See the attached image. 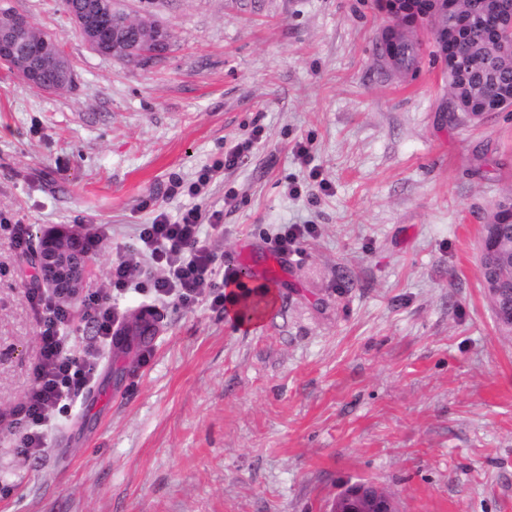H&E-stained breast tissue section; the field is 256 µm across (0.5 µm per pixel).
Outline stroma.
Wrapping results in <instances>:
<instances>
[{"label":"stroma","mask_w":512,"mask_h":512,"mask_svg":"<svg viewBox=\"0 0 512 512\" xmlns=\"http://www.w3.org/2000/svg\"><path fill=\"white\" fill-rule=\"evenodd\" d=\"M120 4L171 34L149 65L92 51L62 0H11L74 81L43 92L0 64V218L101 236L86 291L123 319L154 305L157 329L104 349L43 452L19 454L39 314L28 252L0 235V512H331L361 482L398 512H512V335L478 262L512 190V112L451 119L427 55L384 76L377 0ZM193 206L218 261L248 254L252 326L209 295L139 288L164 273L141 226ZM283 224L317 230L282 255L266 306L257 272ZM120 260L135 283L118 292Z\"/></svg>","instance_id":"stroma-1"}]
</instances>
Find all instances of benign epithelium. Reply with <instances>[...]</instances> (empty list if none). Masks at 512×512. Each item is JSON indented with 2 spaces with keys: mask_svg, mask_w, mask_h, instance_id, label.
Wrapping results in <instances>:
<instances>
[{
  "mask_svg": "<svg viewBox=\"0 0 512 512\" xmlns=\"http://www.w3.org/2000/svg\"><path fill=\"white\" fill-rule=\"evenodd\" d=\"M431 11L438 13L444 22L456 24V0H431ZM78 35L88 47L98 54L116 52V31L106 29L89 17L72 15ZM469 28L493 37L501 52H512V0H484L477 11L464 20ZM125 30L140 35L151 34L157 23L146 17L126 14ZM439 60L447 69L458 71L496 69L490 58L473 57L455 50L443 53ZM0 62L10 66L17 75L32 87L44 91L73 77L71 67L62 51L48 42L44 33L36 30L27 17L13 11L6 0L0 3ZM512 240V228H492L491 237L480 239V264L488 271L483 290L494 311L509 302L512 304V252L503 254L499 243ZM92 249L83 234L64 229L38 235L34 250L33 268L37 282L48 289L60 306L76 300L85 287L90 269ZM334 512H395L394 503L385 494L374 490L365 493L353 489L340 498Z\"/></svg>",
  "mask_w": 512,
  "mask_h": 512,
  "instance_id": "1",
  "label": "benign epithelium"
}]
</instances>
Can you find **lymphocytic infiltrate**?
<instances>
[{
	"instance_id": "obj_1",
	"label": "lymphocytic infiltrate",
	"mask_w": 512,
	"mask_h": 512,
	"mask_svg": "<svg viewBox=\"0 0 512 512\" xmlns=\"http://www.w3.org/2000/svg\"><path fill=\"white\" fill-rule=\"evenodd\" d=\"M139 249L166 270L165 276L150 280L149 289L153 296L189 304L206 289L212 295L213 305H223L222 285L212 278L216 256L201 236L198 209H189L176 223L160 214L153 223L142 225ZM35 302L42 308L39 358L33 369V385L17 410L26 428L16 446L26 456L42 452L45 426L56 415L67 412L90 387L98 366V346L111 339L115 323L108 297L96 293L89 295L84 315L95 324L99 343L79 352L62 332L68 319L67 310L40 296Z\"/></svg>"
}]
</instances>
